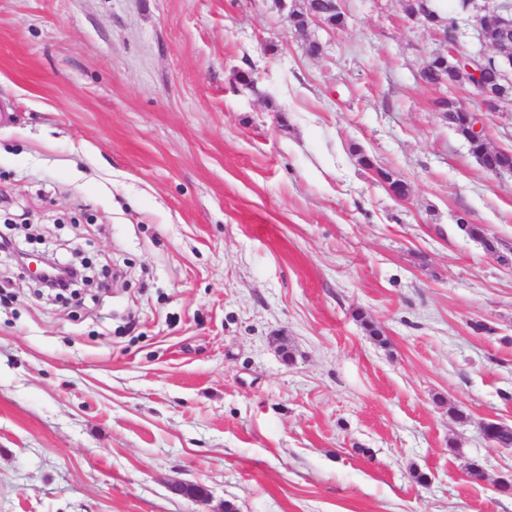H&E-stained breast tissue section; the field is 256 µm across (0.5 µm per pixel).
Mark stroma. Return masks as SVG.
<instances>
[{"instance_id":"35a3bbf8","label":"stroma","mask_w":512,"mask_h":512,"mask_svg":"<svg viewBox=\"0 0 512 512\" xmlns=\"http://www.w3.org/2000/svg\"><path fill=\"white\" fill-rule=\"evenodd\" d=\"M343 11L0 0V232L108 283L49 300L0 252V512H512V176L402 0ZM328 8L326 13L317 9L315 5L309 4L307 11L301 16L303 20V29L307 30L311 25H319L330 30H336L344 27L347 23L345 14L338 13L337 11H343L342 0H328ZM336 13V28L334 22L330 19ZM325 14V15H324ZM448 104L453 109V112H448ZM438 108L440 112H442L443 116L446 115L448 120L458 113L465 114L468 117L470 128L466 136V142L469 145V150L472 155H480L483 149L489 148L483 135L481 120L477 112L472 111L470 108L459 103L455 99L449 98L447 92L445 96L438 101ZM483 435L489 441L502 448L512 447V427L497 422H485L482 425Z\"/></svg>"}]
</instances>
